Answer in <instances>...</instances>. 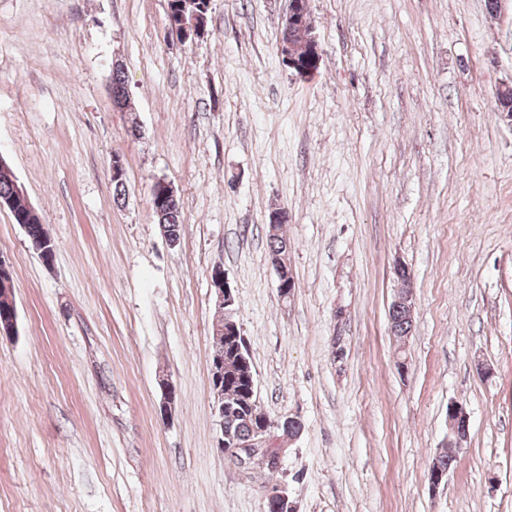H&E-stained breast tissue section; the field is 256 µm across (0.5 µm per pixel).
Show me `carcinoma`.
I'll return each instance as SVG.
<instances>
[{"label":"carcinoma","mask_w":512,"mask_h":512,"mask_svg":"<svg viewBox=\"0 0 512 512\" xmlns=\"http://www.w3.org/2000/svg\"><path fill=\"white\" fill-rule=\"evenodd\" d=\"M168 12L177 16L181 13L189 17L194 12L208 13L209 0H168ZM10 203L9 209L14 222L25 227V234L32 247L38 253H48L44 261L54 254V243L51 242L46 225L33 215L28 203L15 194L13 176L3 166L0 168V201ZM153 213L158 224L169 237H179L181 226L180 203L160 204L151 199ZM224 440L245 443L254 434L256 427L255 412L257 406L250 403L248 392L250 378L248 372L253 370L249 348L237 336L224 337Z\"/></svg>","instance_id":"obj_1"}]
</instances>
